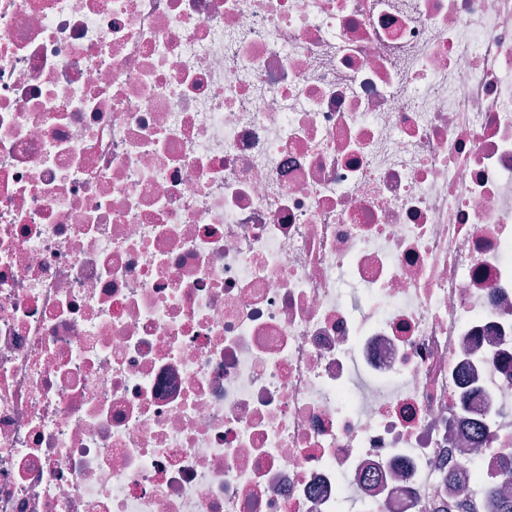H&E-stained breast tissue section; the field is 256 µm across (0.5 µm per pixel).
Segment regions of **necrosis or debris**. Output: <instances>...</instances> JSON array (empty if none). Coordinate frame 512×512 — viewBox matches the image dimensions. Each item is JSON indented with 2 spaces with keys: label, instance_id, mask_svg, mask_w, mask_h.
Segmentation results:
<instances>
[{
  "label": "necrosis or debris",
  "instance_id": "obj_1",
  "mask_svg": "<svg viewBox=\"0 0 512 512\" xmlns=\"http://www.w3.org/2000/svg\"><path fill=\"white\" fill-rule=\"evenodd\" d=\"M512 0H0V512H495Z\"/></svg>",
  "mask_w": 512,
  "mask_h": 512
}]
</instances>
